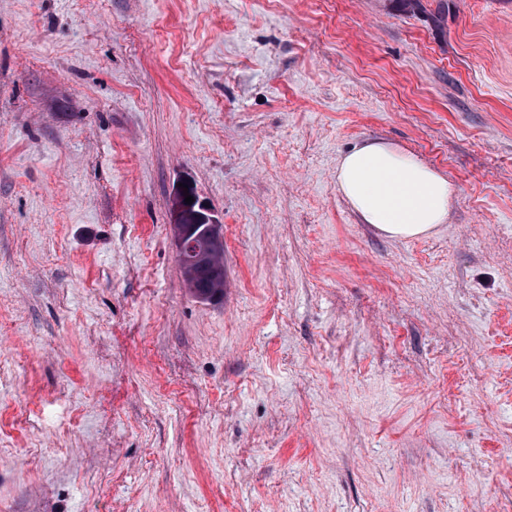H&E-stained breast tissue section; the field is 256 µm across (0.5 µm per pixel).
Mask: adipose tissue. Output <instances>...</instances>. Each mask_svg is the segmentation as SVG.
<instances>
[{
    "label": "adipose tissue",
    "instance_id": "adipose-tissue-1",
    "mask_svg": "<svg viewBox=\"0 0 512 512\" xmlns=\"http://www.w3.org/2000/svg\"><path fill=\"white\" fill-rule=\"evenodd\" d=\"M336 183L363 222L389 237L426 236L448 221V179L390 143L370 141L342 155Z\"/></svg>",
    "mask_w": 512,
    "mask_h": 512
}]
</instances>
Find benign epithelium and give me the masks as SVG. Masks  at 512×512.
<instances>
[{"label":"benign epithelium","mask_w":512,"mask_h":512,"mask_svg":"<svg viewBox=\"0 0 512 512\" xmlns=\"http://www.w3.org/2000/svg\"><path fill=\"white\" fill-rule=\"evenodd\" d=\"M181 183L188 189L176 187L171 197V218L176 256L187 272L191 287L197 289L196 298L204 302L222 299L221 294L210 292V288L224 272V262L218 255L224 254L223 224L197 192L194 183L184 178ZM194 202L185 203V195Z\"/></svg>","instance_id":"1"}]
</instances>
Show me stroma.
<instances>
[{
	"mask_svg": "<svg viewBox=\"0 0 512 512\" xmlns=\"http://www.w3.org/2000/svg\"><path fill=\"white\" fill-rule=\"evenodd\" d=\"M372 140L436 232L341 195ZM0 512H512V0H0ZM336 183L363 222L389 237L426 236L448 221V179L390 143L370 141L342 155ZM179 183L188 185V193L194 199L192 204H185L184 189L178 184L171 197V218L176 256L179 264L187 272L196 298L204 302L223 300L219 293L213 294L205 288L214 285L224 274V234L223 224L197 192L194 183L184 178ZM222 259L218 262V255Z\"/></svg>",
	"mask_w": 512,
	"mask_h": 512,
	"instance_id": "stroma-1",
	"label": "stroma"
}]
</instances>
